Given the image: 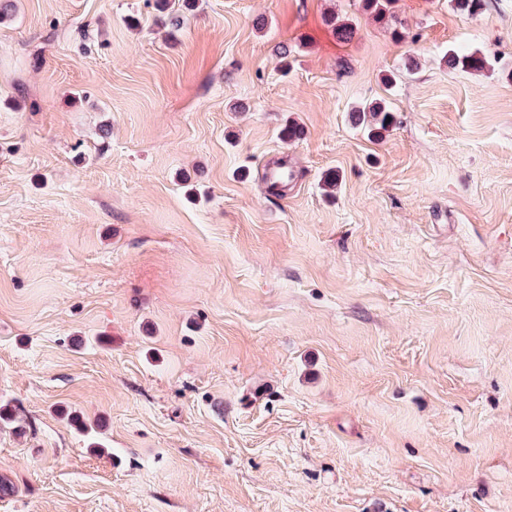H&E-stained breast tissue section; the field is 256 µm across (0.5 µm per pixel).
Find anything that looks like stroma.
Instances as JSON below:
<instances>
[{"mask_svg":"<svg viewBox=\"0 0 512 512\" xmlns=\"http://www.w3.org/2000/svg\"><path fill=\"white\" fill-rule=\"evenodd\" d=\"M154 7L0 23V512H512V0ZM396 0H359L362 10L369 14L375 21L383 22L392 29L395 39L403 37V23L396 16L393 8ZM449 70L461 69L468 72H480L489 68L490 64L479 49L450 48L443 57ZM349 112L350 121L354 125L362 127L370 138L377 139L388 130L393 110L386 99H376L357 104ZM386 119H390V122L386 123Z\"/></svg>","mask_w":512,"mask_h":512,"instance_id":"stroma-1","label":"stroma"}]
</instances>
